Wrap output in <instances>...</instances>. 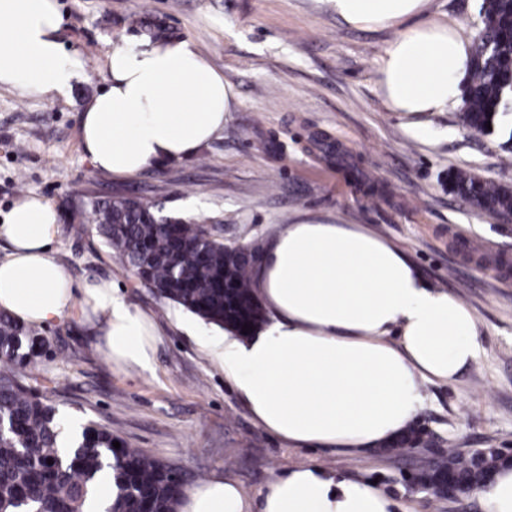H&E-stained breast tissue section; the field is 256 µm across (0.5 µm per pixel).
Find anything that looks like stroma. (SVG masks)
<instances>
[{
  "mask_svg": "<svg viewBox=\"0 0 512 512\" xmlns=\"http://www.w3.org/2000/svg\"><path fill=\"white\" fill-rule=\"evenodd\" d=\"M59 38L82 70L66 95L19 96L0 86V222L22 195L59 216L52 256L80 285L112 280L160 335L153 368L119 370L79 312L37 327L46 348L30 384L60 420L95 421L150 457L207 480L224 474L259 498L296 464L342 470L393 496L402 512H486L478 496L442 499L412 474L437 449H512V222L483 213L448 188V173L472 171L512 187L501 134H474L458 109L423 116L408 130L377 92L378 65L397 28L345 24L327 0H58ZM482 0H430L429 12L475 38ZM138 13L195 44L230 83L237 102L224 129L196 155L133 179L94 167L81 116L105 88L112 45L133 40ZM128 191L165 212L204 219L225 243L269 241L298 213L359 224L404 251L434 287L472 309L483 350L455 382L429 384L414 422L439 438L406 457L387 450L339 456L292 448L259 427L211 360L204 334L216 326L144 288L111 256L94 225L71 216L93 191Z\"/></svg>",
  "mask_w": 512,
  "mask_h": 512,
  "instance_id": "stroma-1",
  "label": "stroma"
}]
</instances>
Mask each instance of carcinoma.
<instances>
[{
  "mask_svg": "<svg viewBox=\"0 0 512 512\" xmlns=\"http://www.w3.org/2000/svg\"><path fill=\"white\" fill-rule=\"evenodd\" d=\"M481 13L483 26L472 45L461 118L481 134L490 128L508 132L502 143L507 151L512 143V3L483 0ZM127 25L156 40L169 37L167 29L139 14L130 15ZM451 182L454 192L479 211L512 209V190L507 187L462 170ZM81 216L155 295L238 335L245 325L254 330L263 323L253 279L261 258L259 245H226L216 229L164 215L158 203L134 193L94 192ZM45 346L46 340L33 330L0 313V512L21 507L83 512L86 498L104 474L115 488L107 512H177L186 475L131 447L113 435L112 428L90 422L73 447H60L56 408L13 374L14 367L30 365ZM448 467L466 484L479 480L472 454L444 450L429 471Z\"/></svg>",
  "mask_w": 512,
  "mask_h": 512,
  "instance_id": "carcinoma-1",
  "label": "carcinoma"
}]
</instances>
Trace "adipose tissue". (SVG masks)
I'll return each instance as SVG.
<instances>
[{
	"mask_svg": "<svg viewBox=\"0 0 512 512\" xmlns=\"http://www.w3.org/2000/svg\"><path fill=\"white\" fill-rule=\"evenodd\" d=\"M346 24L407 29L378 71L384 106L416 125L462 96L470 42L426 13L428 0H329ZM57 0H0V85L30 97L65 95L79 76L58 32ZM107 86L81 118L96 168L132 177L194 156L223 129L237 95L185 39L141 38L113 46ZM58 213L35 196L15 202L0 239V310L45 325L73 308L106 316L105 353L119 369L153 368L157 328L111 281L74 288L51 255ZM268 318L248 336L210 338L207 349L254 421L296 448L360 455L403 434L424 403L423 388L453 382L482 351L472 311L432 287L402 250L357 224L305 218L277 233L255 269ZM477 495L486 512H512V466L496 470ZM367 482L318 464L277 476L251 505L222 475L188 489L181 512H398Z\"/></svg>",
	"mask_w": 512,
	"mask_h": 512,
	"instance_id": "adipose-tissue-1",
	"label": "adipose tissue"
}]
</instances>
